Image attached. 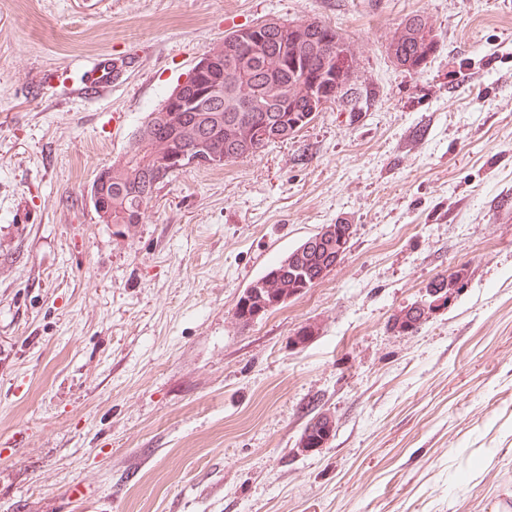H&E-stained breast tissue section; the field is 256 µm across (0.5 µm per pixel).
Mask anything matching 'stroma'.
I'll return each mask as SVG.
<instances>
[{
  "label": "stroma",
  "instance_id": "obj_1",
  "mask_svg": "<svg viewBox=\"0 0 512 512\" xmlns=\"http://www.w3.org/2000/svg\"><path fill=\"white\" fill-rule=\"evenodd\" d=\"M426 15L418 72L387 54ZM342 32L368 109L161 184L99 223L96 174L234 30ZM136 58L71 98L100 58ZM326 224L350 247L240 327ZM468 285L416 333L427 284ZM313 338L290 339L302 326ZM331 439L299 452L310 406ZM87 487V503L71 501ZM512 496V0H0V512H504ZM330 225H323L319 231L320 235L316 233L303 240L287 255L272 263L263 275L249 284L244 291L253 288V293L248 297L249 304L243 307V328L252 325L269 311L287 305L286 300L290 292L295 296L300 295L321 281L331 271V269L328 270L330 266H336L341 259L338 257L336 260L337 253L342 249L343 256L350 247L352 226L335 224L336 231L333 236L325 241L320 239L321 237L328 238L331 235L334 226ZM268 280L281 284L282 288L286 290L285 295L282 297L274 294L277 292L275 288H265L264 284ZM260 311L262 314L256 317ZM465 285L466 275L463 269L453 271L449 274L448 279L447 277L441 279L434 278L426 286V288H430L429 291L432 300L427 301L425 305L426 307L424 308L419 306L418 301L411 304V307L406 314V318L396 326L397 330L407 334L417 332L419 327L431 316L429 315V312L426 311L427 308L428 310L430 308V312L433 314L448 306L452 293L448 295V302L446 304V297L439 298L438 296L441 292H435L433 288L446 289L444 294L441 295L443 296L448 293V290L457 291L459 288H465Z\"/></svg>",
  "mask_w": 512,
  "mask_h": 512
}]
</instances>
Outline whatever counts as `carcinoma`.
<instances>
[{
	"mask_svg": "<svg viewBox=\"0 0 512 512\" xmlns=\"http://www.w3.org/2000/svg\"><path fill=\"white\" fill-rule=\"evenodd\" d=\"M331 27L319 22L307 30L304 40L294 45L289 41L288 32L259 27L262 39L260 48L266 55V69L243 76V82L250 88L252 97L265 103L261 112H232L228 102L216 99L201 112H176L172 116L159 119L156 126L143 124L133 135L128 150L124 154L126 162L112 163L108 187L102 197L107 205L106 213L114 224H139L144 218L148 204L158 186L175 174L169 169L166 159L176 154L192 153L196 145L205 143L212 163L209 167H221L226 163L257 154L253 142V128L259 125L286 128L308 116L305 112L309 100L293 101V111L279 112L277 105L268 102L269 91L281 86L296 83L300 72L296 65L306 64L310 68L322 65L336 72L354 71L357 62L345 41L324 47L323 40ZM437 49V37L418 40L409 35L395 46L388 47L389 55L408 63L416 71L427 63ZM226 59L218 60V67L206 71L201 77L188 79L185 87L188 94H198L213 84L225 85L229 79L226 73ZM371 93L354 83L336 91L333 102H341L349 111L362 110L370 102ZM236 121L241 127L240 138L233 142L224 141V124ZM352 233L349 225L338 224L333 236L327 240L314 234L298 244L287 255L272 263L263 275L253 280L249 287L253 293L248 297V305L243 307V326L252 325L258 320L257 313L270 311L287 305V297L277 294V289H269L264 284L273 280L281 284L288 293L298 296L313 287L328 273L329 267L336 264L339 251H347ZM429 318V312L411 304L406 318L397 326L402 333H414ZM330 416L323 412H313L305 424L299 442L307 448H321L329 440L326 426Z\"/></svg>",
	"mask_w": 512,
	"mask_h": 512,
	"instance_id": "1",
	"label": "carcinoma"
}]
</instances>
